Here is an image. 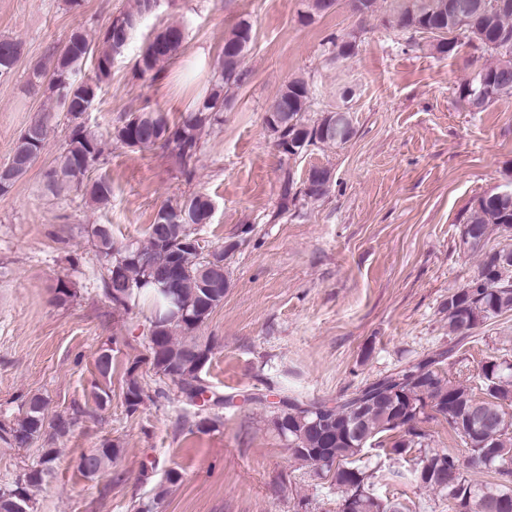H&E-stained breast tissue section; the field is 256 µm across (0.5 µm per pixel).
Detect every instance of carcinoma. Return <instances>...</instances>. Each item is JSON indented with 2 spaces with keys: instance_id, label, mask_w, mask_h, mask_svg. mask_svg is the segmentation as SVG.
Instances as JSON below:
<instances>
[{
  "instance_id": "carcinoma-1",
  "label": "carcinoma",
  "mask_w": 512,
  "mask_h": 512,
  "mask_svg": "<svg viewBox=\"0 0 512 512\" xmlns=\"http://www.w3.org/2000/svg\"><path fill=\"white\" fill-rule=\"evenodd\" d=\"M150 0H131L129 6L112 18L105 29L90 32L73 29L59 51L35 66L29 83L42 87L47 98L60 102L59 93L71 96L67 110L69 132L63 150L46 173V187L55 195L70 191L76 183L77 163L93 171L104 152L102 134L90 126L85 115L96 102L102 84L112 75V65L124 54L133 32L118 27L120 20L148 13ZM480 0H393L390 26L401 33H418L417 26L434 29L430 36L435 53L449 56L467 44L482 51L489 61L481 65L460 86V97L473 112L499 98L512 97V0H488L489 11L476 7ZM157 36L175 37L168 51L159 52L146 40L136 61L141 76L155 77L179 57L186 40L185 27L177 22L160 26ZM253 40V25L240 21L224 38L217 60L218 76L208 96L181 120L172 124L160 109L132 112L125 121L109 131L112 141L127 148L145 150L161 146L184 168H189L201 150V133L223 122L224 108L231 90L242 76V64ZM336 54L349 59L356 54V36L347 34L332 41ZM24 53V42L0 38V70L14 68ZM94 60L95 73L81 77L88 59ZM311 88L300 77L289 80L280 89L265 117L266 128L275 145L288 157L299 156L317 143L343 144L353 135V126H332L335 113L328 111L315 123L304 121L310 106ZM50 114L30 122L36 140L35 150L45 146L51 133ZM332 185L331 172L322 169L316 177L294 189L292 177L283 185V201L302 195L317 200ZM81 191L88 203L107 207L112 200V182L105 176L92 178ZM212 200L198 192L184 200L162 205L148 227L147 242L118 245L108 225L97 224L93 235L105 269L103 288L113 304L128 308L140 296L151 300V315L165 307L167 298L154 287L153 275L163 278L186 310L187 317L149 329L148 350L155 373L178 385L189 402L207 393L200 373L210 360L213 346L195 335L211 313L224 303V291L230 286L223 277L212 288L203 285L200 271L210 264L200 258L199 243L192 224L177 228L163 223L167 211L186 210L201 220L208 215ZM496 229L512 239V194L483 196L475 201L463 221L461 241L471 255H479L476 275L464 286L448 293L442 311L448 317L450 345L429 356L414 359L376 380L356 389L334 403L303 400L281 395L273 403L271 424L288 440L292 457L308 467L325 461L320 470L333 473L339 496V512H347L346 503L362 501L356 512H405L404 506L375 491L374 475L362 465L365 451L377 449L385 456L401 460L412 457L413 481L420 467L429 463L430 480L419 484L448 499L451 512H512V360L490 356L480 367L483 396L467 382L442 375L446 360L462 348L461 341L487 322L512 312V245L485 250L490 230ZM151 257L155 270L142 266L135 254ZM138 365L127 370L123 386L126 409L134 413L150 398L146 383L137 373ZM441 417L450 431L467 449V456L427 447L428 434L421 427L427 419ZM72 421L57 415L47 419L46 402L32 396L22 415L13 422L0 423V439L18 448L48 433L53 442L67 434ZM120 453L117 444L106 441L100 448L84 453L78 462L86 476L97 475ZM58 449H41L37 466L17 480L13 489L30 490L43 483L54 468ZM477 467L493 475V481L474 484L465 469Z\"/></svg>"
}]
</instances>
